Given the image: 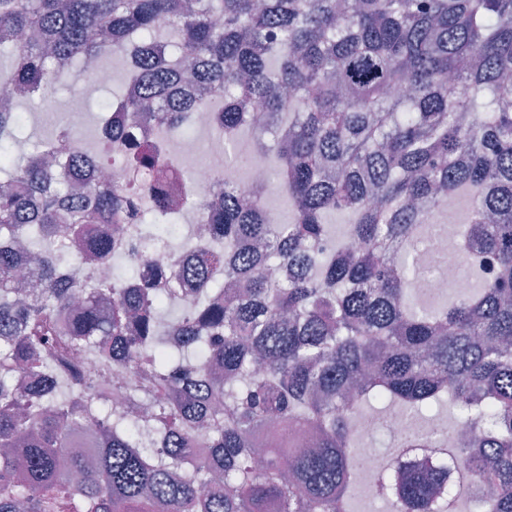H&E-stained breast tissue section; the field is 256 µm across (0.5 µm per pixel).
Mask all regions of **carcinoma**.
Instances as JSON below:
<instances>
[{"label":"carcinoma","instance_id":"obj_1","mask_svg":"<svg viewBox=\"0 0 512 512\" xmlns=\"http://www.w3.org/2000/svg\"><path fill=\"white\" fill-rule=\"evenodd\" d=\"M105 56L130 61L103 105L123 140L63 127L19 158L21 107ZM0 61V512H352L355 417L443 401L453 429L393 445L449 461L397 460L369 494L512 512V0H0ZM204 109L264 152L290 222L272 223L268 182L155 189L179 165L163 139ZM105 151L119 182L97 176ZM455 193L478 287L418 309L395 257ZM189 210L214 244L127 254L131 276L74 304L69 265H112L124 217L165 231ZM97 404L112 422L88 437ZM295 424L316 442L291 454Z\"/></svg>","mask_w":512,"mask_h":512}]
</instances>
